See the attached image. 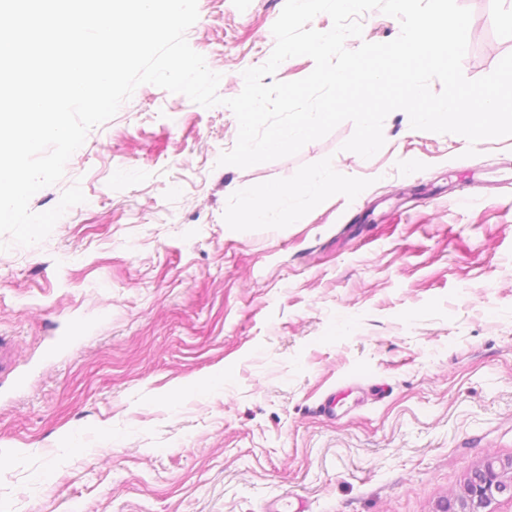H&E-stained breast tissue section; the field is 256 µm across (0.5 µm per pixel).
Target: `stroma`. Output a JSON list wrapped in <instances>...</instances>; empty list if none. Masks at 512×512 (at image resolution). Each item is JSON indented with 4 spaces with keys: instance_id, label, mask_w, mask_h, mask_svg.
Wrapping results in <instances>:
<instances>
[{
    "instance_id": "obj_1",
    "label": "stroma",
    "mask_w": 512,
    "mask_h": 512,
    "mask_svg": "<svg viewBox=\"0 0 512 512\" xmlns=\"http://www.w3.org/2000/svg\"><path fill=\"white\" fill-rule=\"evenodd\" d=\"M284 2L198 0L186 37L224 99ZM458 2L477 79L512 52V0ZM353 131L221 166L231 109L151 84L89 131L30 208L85 203L0 251V512H436L512 459V136L470 157L394 111L364 159ZM310 176L336 190L302 222L231 225L243 192Z\"/></svg>"
}]
</instances>
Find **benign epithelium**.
I'll list each match as a JSON object with an SVG mask.
<instances>
[{"label":"benign epithelium","instance_id":"1","mask_svg":"<svg viewBox=\"0 0 512 512\" xmlns=\"http://www.w3.org/2000/svg\"><path fill=\"white\" fill-rule=\"evenodd\" d=\"M501 495L512 498V460H487L472 470L460 492L448 498L441 512H491V504Z\"/></svg>","mask_w":512,"mask_h":512}]
</instances>
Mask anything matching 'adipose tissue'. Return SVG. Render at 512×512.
<instances>
[{
    "label": "adipose tissue",
    "instance_id": "obj_1",
    "mask_svg": "<svg viewBox=\"0 0 512 512\" xmlns=\"http://www.w3.org/2000/svg\"><path fill=\"white\" fill-rule=\"evenodd\" d=\"M330 183L308 179L298 183L280 182L254 189L239 200L233 221L237 224H266L270 221V212L274 206H282L289 218H296L293 207L296 198L302 196L318 197L331 192Z\"/></svg>",
    "mask_w": 512,
    "mask_h": 512
}]
</instances>
